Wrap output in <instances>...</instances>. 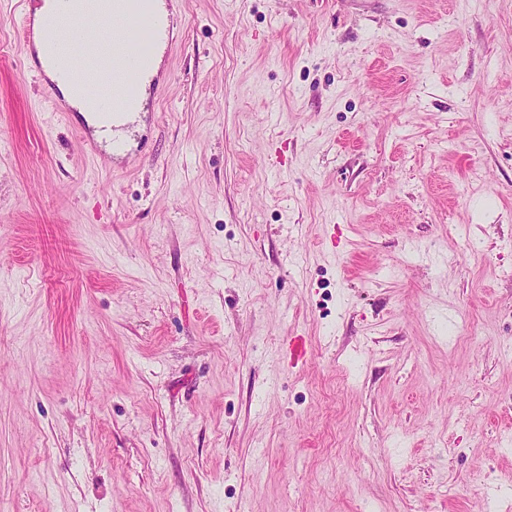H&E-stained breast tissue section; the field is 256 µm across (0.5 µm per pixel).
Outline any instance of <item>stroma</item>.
Masks as SVG:
<instances>
[{"label":"stroma","instance_id":"stroma-1","mask_svg":"<svg viewBox=\"0 0 512 512\" xmlns=\"http://www.w3.org/2000/svg\"><path fill=\"white\" fill-rule=\"evenodd\" d=\"M185 2L106 160L0 0V512H485L512 0Z\"/></svg>","mask_w":512,"mask_h":512}]
</instances>
